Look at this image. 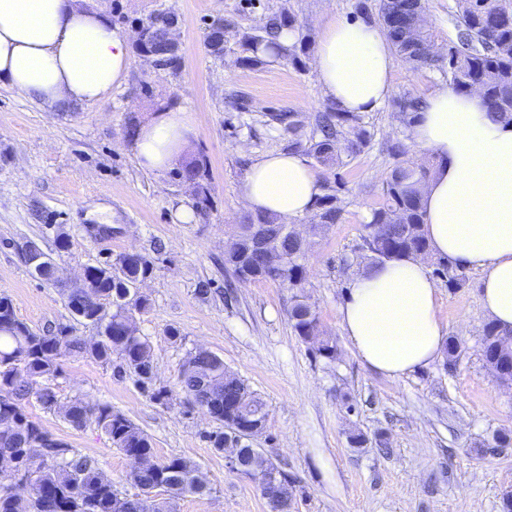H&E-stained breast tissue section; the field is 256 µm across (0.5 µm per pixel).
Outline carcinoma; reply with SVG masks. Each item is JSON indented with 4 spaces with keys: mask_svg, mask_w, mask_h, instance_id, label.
I'll use <instances>...</instances> for the list:
<instances>
[{
    "mask_svg": "<svg viewBox=\"0 0 512 512\" xmlns=\"http://www.w3.org/2000/svg\"><path fill=\"white\" fill-rule=\"evenodd\" d=\"M404 26L389 20L386 4L372 9L361 0L357 11L378 24L393 50L405 61L418 67L432 66L436 59L431 51V37L415 26L423 8L418 0H395ZM455 20L456 39L448 43V67L440 72L457 88L480 93L488 111L502 120L512 121V0H455L450 8ZM177 21L174 12L158 10L152 26L159 44L167 43L168 27ZM285 29L297 33L286 57L300 68L306 65L310 35L296 26L295 16L281 11L264 19L262 24L241 34L240 41L249 55L239 59L244 66H258L264 60L257 56L261 48L280 50L278 38ZM207 45L215 56L224 52V43L216 24L206 34ZM396 118L408 127L419 99L407 96L396 103ZM278 127L288 134L289 146L303 152L316 164L333 170L346 164V159L364 151L371 134L362 116L340 112L329 105L318 113L311 125L304 124L297 112L272 116ZM388 154L397 159L384 187L383 203L372 210L364 224L365 234L359 258L373 266L403 256L429 250L421 210V189L431 176L430 168L419 167L407 160V147L396 138L386 145ZM205 159H194L173 172L178 182L193 181L198 187L197 206L209 201ZM320 224H337L342 216L339 197L326 193L315 203ZM253 224H265L274 239L273 252L279 263L268 267L260 257L249 254L248 232ZM237 241L225 251V264H243L252 268L256 280H265L301 288L305 280L302 259L311 242L299 245L292 225L263 212L246 211L240 216ZM89 287L65 289L70 313L82 315L81 321L93 325L97 336L86 340L72 334L67 326L35 331L18 319L11 300L0 296V456H9L23 468L36 474L26 488L16 482L0 484V512H143L145 503L137 497L121 493L112 483L99 461L57 439L24 412L22 402L36 395L46 409L57 407L56 395L50 387L60 372L63 358L91 357L106 365L118 359L117 372L133 378L140 390L151 399L168 397L165 389H156L155 365L148 338L127 335L128 320L149 307L147 297L126 299L128 285L151 274L149 262L140 254L121 253L112 261L91 265ZM296 336L320 335L319 322L309 314L305 302L296 300L289 312ZM512 331H503L493 322L485 323L482 358L485 365L512 366V347L503 345ZM180 390L200 409L208 412L216 423L207 439L212 448H224V426H239L244 417L235 414L236 394L248 391L242 403L253 419L268 415L264 399L241 378L224 381V359L216 353H200L183 361L179 371ZM63 418L75 427L94 420L111 439L112 445L129 462L126 480L147 493L157 485H165L166 496L157 501L154 512H176L178 501L188 494L210 491L199 481L200 467L194 461L172 456L158 467L144 466L141 459L153 455L150 437L131 419L109 405H90L76 397L62 407ZM269 512L282 509V500H293L292 489L284 486L277 495L262 491Z\"/></svg>",
    "mask_w": 512,
    "mask_h": 512,
    "instance_id": "cac0c4a2",
    "label": "carcinoma"
}]
</instances>
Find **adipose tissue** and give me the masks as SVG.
<instances>
[{
	"instance_id": "obj_1",
	"label": "adipose tissue",
	"mask_w": 512,
	"mask_h": 512,
	"mask_svg": "<svg viewBox=\"0 0 512 512\" xmlns=\"http://www.w3.org/2000/svg\"><path fill=\"white\" fill-rule=\"evenodd\" d=\"M127 35L79 0H0V84L43 111L65 115L105 101L127 72ZM318 80L338 109L379 111L391 93L393 50L381 28L329 14L314 52ZM194 118L159 104L137 129L140 166L163 173L188 152ZM436 167L422 193L432 253L481 276L488 320L512 330V122L488 112L480 95L444 84L425 97L410 126ZM324 193L297 154L262 155L247 171V209L303 218ZM338 317L357 356L391 378L428 366L444 350L438 286L418 258L361 271Z\"/></svg>"
}]
</instances>
